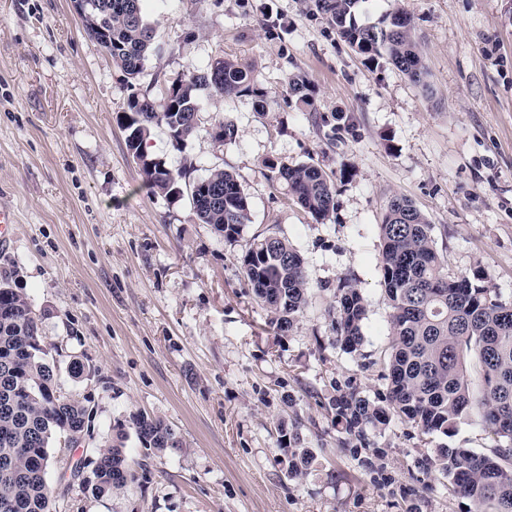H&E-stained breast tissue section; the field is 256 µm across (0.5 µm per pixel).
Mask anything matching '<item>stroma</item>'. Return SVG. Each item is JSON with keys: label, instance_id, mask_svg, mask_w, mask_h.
I'll return each instance as SVG.
<instances>
[{"label": "stroma", "instance_id": "stroma-1", "mask_svg": "<svg viewBox=\"0 0 512 512\" xmlns=\"http://www.w3.org/2000/svg\"><path fill=\"white\" fill-rule=\"evenodd\" d=\"M397 6L413 18L431 94L387 62L367 63L304 0H144L155 36L140 90L227 57L276 100L262 115L251 97H208L193 138L178 144L156 127L147 140L149 158L192 176L237 174L251 215L228 243L188 195L145 185L117 122L124 74L71 0H0V206L19 220L0 271H15L39 317L63 392L93 411L80 443L51 449L54 512H479L434 459L446 447L489 452L480 413L447 436L392 418L358 438L331 405L344 391L387 392L378 226L392 195L426 215L449 276L480 273L512 302V0H367L357 19ZM296 75L313 85L312 106L289 96ZM337 112L347 123L333 135L322 121ZM224 118L238 137L219 146L210 129ZM268 158L333 173L331 223L266 178ZM266 232L304 259L309 300L285 336L240 267ZM344 277L368 304L352 354L329 317ZM140 412L162 417L180 447H144L130 430ZM122 430L129 459L146 467L125 490L95 494L97 453ZM286 433L314 453L296 478Z\"/></svg>", "mask_w": 512, "mask_h": 512}]
</instances>
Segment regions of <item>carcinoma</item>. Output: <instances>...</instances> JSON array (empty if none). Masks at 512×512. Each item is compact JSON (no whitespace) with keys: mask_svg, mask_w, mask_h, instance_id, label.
I'll return each mask as SVG.
<instances>
[{"mask_svg":"<svg viewBox=\"0 0 512 512\" xmlns=\"http://www.w3.org/2000/svg\"><path fill=\"white\" fill-rule=\"evenodd\" d=\"M84 24L87 36L126 77L127 110L119 117L126 146L141 152L155 126L184 142L198 131L201 93L215 97H254V106L270 111L274 99L257 87L252 71L229 58L178 75L157 96L136 84L153 44L154 29L143 14V0H90ZM339 38L369 63L387 56L413 84L427 87V70L412 35V19L395 10L373 24L355 15L363 0H307ZM290 96L306 104L313 88L302 76L288 81ZM265 176L285 186L288 195L318 224L335 211V183L318 165H288L268 158ZM147 186L168 196L186 187L200 223L232 242L249 222L250 202L236 173L213 169L191 182L188 170L164 163L142 167ZM379 233V269L390 302L391 346L387 361V395L379 404L352 391L332 401L336 424L363 435L393 415L426 433L450 434L457 422L476 409L487 423L492 454L469 448L439 449L435 466L451 479L453 492L491 512H512V303L501 301L496 288L479 274L451 277L432 237V224L413 203L390 197ZM245 279L285 336L308 301L304 261L287 240L275 233L252 238L240 257ZM332 330L348 352L363 342L367 304L355 281L342 279L332 310ZM39 319L26 294L0 276V502L12 512H52L46 475L51 443L78 441L87 428L88 407L62 391L55 369L46 361ZM476 360L479 391L467 358ZM137 439L158 452L177 445L173 428L162 418L136 414L130 418ZM288 474L297 476L313 455L298 435L288 438ZM94 491L112 494L135 481L123 449L99 450Z\"/></svg>","mask_w":512,"mask_h":512,"instance_id":"carcinoma-1","label":"carcinoma"}]
</instances>
